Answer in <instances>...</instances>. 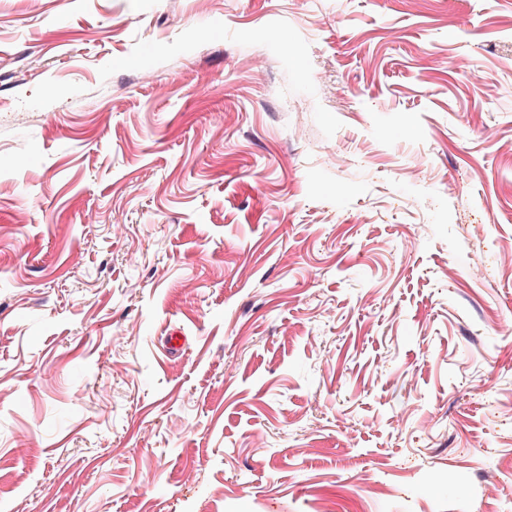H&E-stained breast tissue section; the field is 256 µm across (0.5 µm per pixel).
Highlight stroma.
I'll return each instance as SVG.
<instances>
[{
    "mask_svg": "<svg viewBox=\"0 0 512 512\" xmlns=\"http://www.w3.org/2000/svg\"><path fill=\"white\" fill-rule=\"evenodd\" d=\"M500 319L512 0H0V512H512Z\"/></svg>",
    "mask_w": 512,
    "mask_h": 512,
    "instance_id": "35a3bbf8",
    "label": "stroma"
}]
</instances>
